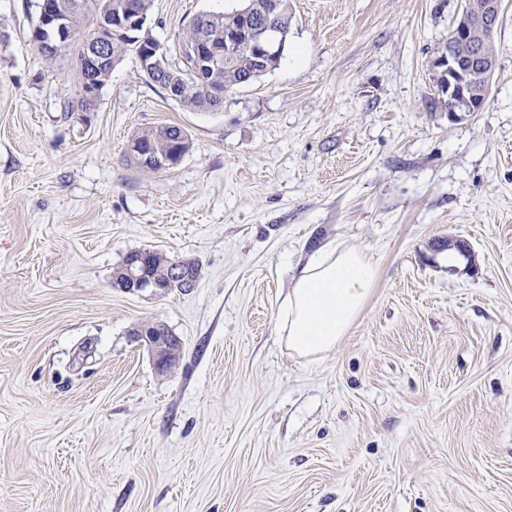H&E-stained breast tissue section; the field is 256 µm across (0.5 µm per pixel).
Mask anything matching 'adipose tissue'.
Listing matches in <instances>:
<instances>
[{
	"label": "adipose tissue",
	"mask_w": 512,
	"mask_h": 512,
	"mask_svg": "<svg viewBox=\"0 0 512 512\" xmlns=\"http://www.w3.org/2000/svg\"><path fill=\"white\" fill-rule=\"evenodd\" d=\"M376 266L363 250L322 249L293 277L277 316L289 351L311 358L332 350L348 334L367 304Z\"/></svg>",
	"instance_id": "ef3b65f1"
}]
</instances>
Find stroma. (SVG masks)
<instances>
[{
	"label": "stroma",
	"instance_id": "stroma-1",
	"mask_svg": "<svg viewBox=\"0 0 512 512\" xmlns=\"http://www.w3.org/2000/svg\"><path fill=\"white\" fill-rule=\"evenodd\" d=\"M279 65L217 112L168 98L136 54L64 114L68 59L0 0V512H512V0L483 111L450 113L434 61L463 0H290ZM152 0L179 57L195 15ZM177 125L175 168L130 163ZM470 254L449 264L438 239ZM378 273L348 336L302 359L276 332L322 247ZM200 267L116 288L133 251ZM179 338L158 371L134 332ZM140 148V154H128L130 162L150 171H161L175 167L191 149L188 133L178 126H160L136 133L132 139ZM131 143L129 150L134 151ZM171 161L161 169V161Z\"/></svg>",
	"mask_w": 512,
	"mask_h": 512
}]
</instances>
